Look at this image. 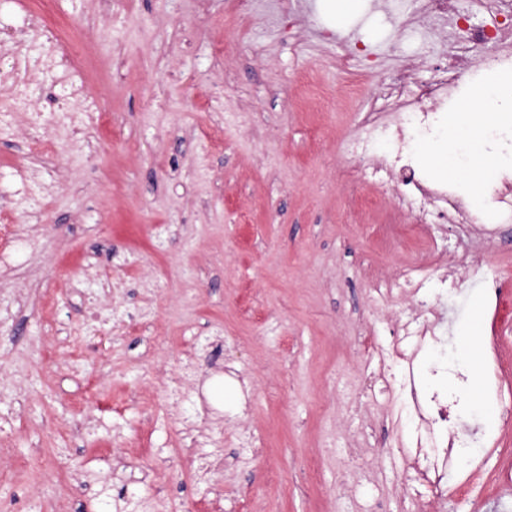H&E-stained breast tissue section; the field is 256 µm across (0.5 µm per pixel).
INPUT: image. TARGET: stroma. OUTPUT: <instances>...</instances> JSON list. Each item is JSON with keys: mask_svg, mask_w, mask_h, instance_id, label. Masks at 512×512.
<instances>
[{"mask_svg": "<svg viewBox=\"0 0 512 512\" xmlns=\"http://www.w3.org/2000/svg\"><path fill=\"white\" fill-rule=\"evenodd\" d=\"M290 2L277 21L254 0H0V110L26 66L36 108L81 82L110 117L80 138L69 122L31 131L20 112L0 130V175L26 168L43 188L18 215L37 249L0 271V297L22 300L0 324L16 413L0 512H417L402 454L417 421L392 344L421 293L473 367L486 279L512 295V224L465 259L449 225H429L438 267L407 243L381 249L384 214L416 213L389 148L362 150L367 101L396 74L431 80L459 33L419 43L413 4L324 38L321 9ZM43 5L82 45L66 80L32 62L46 37L22 19ZM409 262L413 280L398 279ZM104 283L135 317L91 336L85 293ZM184 374L186 401H168ZM468 411L498 443L447 475L477 474L479 497L438 512H512V422L478 374ZM88 418L100 427L77 430ZM197 440L215 450L203 482ZM357 448L371 481L349 468Z\"/></svg>", "mask_w": 512, "mask_h": 512, "instance_id": "35a3bbf8", "label": "stroma"}]
</instances>
